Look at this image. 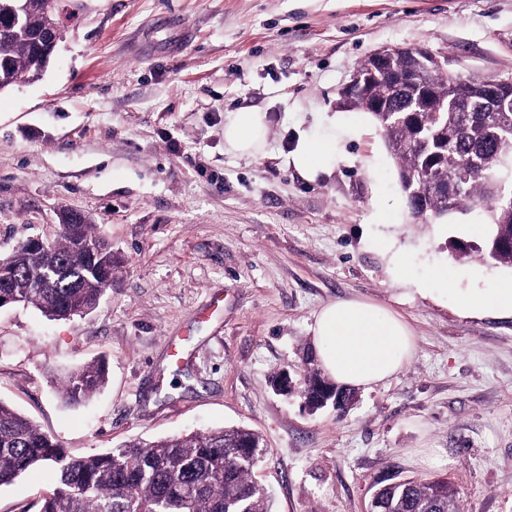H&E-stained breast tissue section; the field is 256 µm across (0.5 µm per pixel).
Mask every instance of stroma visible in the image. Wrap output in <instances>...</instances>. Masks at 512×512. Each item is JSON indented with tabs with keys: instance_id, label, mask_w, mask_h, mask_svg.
<instances>
[{
	"instance_id": "stroma-1",
	"label": "stroma",
	"mask_w": 512,
	"mask_h": 512,
	"mask_svg": "<svg viewBox=\"0 0 512 512\" xmlns=\"http://www.w3.org/2000/svg\"><path fill=\"white\" fill-rule=\"evenodd\" d=\"M43 76L0 92V257L56 240L81 212L112 244V287L52 320L0 309V400L68 454L243 426L274 512H366L375 482L448 478L463 512H512V317L466 315L393 282L371 246L392 237L414 279L450 265L453 297L492 294L512 268L457 257L480 212L411 223L375 121L340 106L374 50L425 48L470 78H512V0H65ZM266 115L253 158L224 146L229 113ZM343 128L316 181L288 163L301 134ZM396 224L373 223L374 208ZM400 311L417 343L389 381L341 412L270 385L302 368L324 304ZM108 382L68 406L72 370ZM436 449L442 465L426 464ZM36 468L0 486V512H38Z\"/></svg>"
}]
</instances>
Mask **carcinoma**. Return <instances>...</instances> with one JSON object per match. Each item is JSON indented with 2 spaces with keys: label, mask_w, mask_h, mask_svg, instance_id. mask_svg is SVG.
Listing matches in <instances>:
<instances>
[{
  "label": "carcinoma",
  "mask_w": 512,
  "mask_h": 512,
  "mask_svg": "<svg viewBox=\"0 0 512 512\" xmlns=\"http://www.w3.org/2000/svg\"><path fill=\"white\" fill-rule=\"evenodd\" d=\"M15 23L8 48L0 47V91L39 78L31 31L43 16L28 0H0ZM394 71L364 79L351 100L387 97L384 112H374L396 162L399 184L416 224H434L455 213L434 192L432 182L450 185L463 211L481 207L492 226L480 256L512 267V126L500 125L493 112L473 111L484 100L482 86H462L459 101L469 112L448 111V78L418 67L414 51L391 50ZM425 97L441 102L437 112H414ZM12 274L0 292L52 319L79 314L112 288V248L88 223L69 224L53 242H20L10 253ZM105 364L72 372L63 387L66 402L86 401L106 382ZM306 403L321 406L354 398L315 368L303 374ZM257 434L244 427L127 442L109 452L70 457L33 421L0 401V486L37 466L54 469L53 488L40 512H272V495L253 478ZM368 512H462L446 478L407 479L379 486Z\"/></svg>",
  "instance_id": "carcinoma-1"
}]
</instances>
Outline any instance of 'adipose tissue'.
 Here are the masks:
<instances>
[{
  "instance_id": "ef3b65f1",
  "label": "adipose tissue",
  "mask_w": 512,
  "mask_h": 512,
  "mask_svg": "<svg viewBox=\"0 0 512 512\" xmlns=\"http://www.w3.org/2000/svg\"><path fill=\"white\" fill-rule=\"evenodd\" d=\"M265 113L242 109L224 122L228 151L251 157L266 146ZM339 155L335 134L303 136L289 163L307 179L329 170ZM313 347L325 373L343 386L369 389L399 373L416 351V338L406 319L367 298L324 305L312 326Z\"/></svg>"
}]
</instances>
